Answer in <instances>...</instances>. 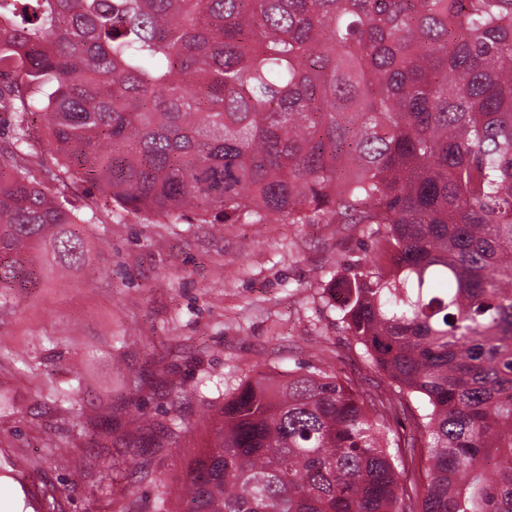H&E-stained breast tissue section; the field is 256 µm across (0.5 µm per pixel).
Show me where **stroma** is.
Wrapping results in <instances>:
<instances>
[{"label": "stroma", "instance_id": "1", "mask_svg": "<svg viewBox=\"0 0 512 512\" xmlns=\"http://www.w3.org/2000/svg\"><path fill=\"white\" fill-rule=\"evenodd\" d=\"M84 266L56 267L40 287L14 289L0 309V512H42L40 489L63 488V512H153L155 484L181 512L188 466L219 424L225 393L248 374L318 368L376 393L388 381L345 331L324 289L338 266L366 262L361 224H188L87 197ZM79 383L86 416H104L97 446L72 432L35 369ZM179 383L180 399L169 394ZM189 429L161 442L157 423ZM149 462L142 481L124 469ZM112 465L111 496L97 461Z\"/></svg>", "mask_w": 512, "mask_h": 512}]
</instances>
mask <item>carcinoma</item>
I'll list each match as a JSON object with an SVG mask.
<instances>
[{"mask_svg":"<svg viewBox=\"0 0 512 512\" xmlns=\"http://www.w3.org/2000/svg\"><path fill=\"white\" fill-rule=\"evenodd\" d=\"M5 74L0 110L47 125L0 152V288L86 263L76 185L172 222L375 227L327 295L389 391L246 375L183 512H512V0H14ZM78 390L48 399L90 446Z\"/></svg>","mask_w":512,"mask_h":512,"instance_id":"carcinoma-1","label":"carcinoma"}]
</instances>
